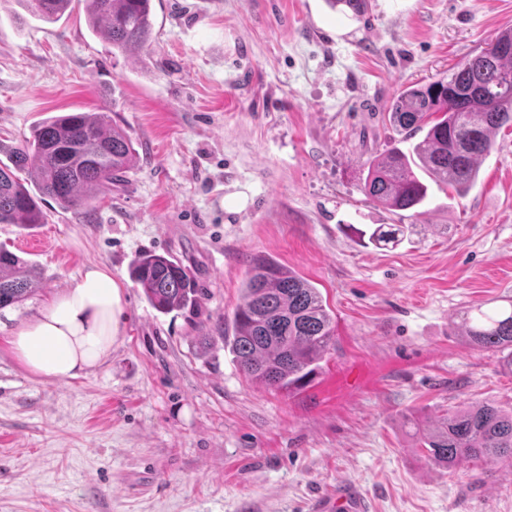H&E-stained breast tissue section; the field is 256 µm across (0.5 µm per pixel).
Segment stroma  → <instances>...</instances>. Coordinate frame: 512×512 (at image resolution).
<instances>
[{
    "label": "stroma",
    "instance_id": "obj_1",
    "mask_svg": "<svg viewBox=\"0 0 512 512\" xmlns=\"http://www.w3.org/2000/svg\"><path fill=\"white\" fill-rule=\"evenodd\" d=\"M153 0L154 37L113 52L82 6L60 20L0 0V142L65 112H107L139 162L91 218L45 203L0 224L31 263L30 297L0 311V512H310L354 484L371 512H512V466L425 458L411 421L472 403L512 408V372L463 315L512 305V128L465 194L431 186L421 214L361 187L397 147L387 108L512 27V0ZM400 224L393 247L362 230ZM178 261L195 308L157 312L142 253ZM322 294L336 348L286 394L249 380L224 341L249 260ZM124 292L123 334L96 371L39 380L7 339L89 266Z\"/></svg>",
    "mask_w": 512,
    "mask_h": 512
}]
</instances>
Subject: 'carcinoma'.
<instances>
[{"mask_svg": "<svg viewBox=\"0 0 512 512\" xmlns=\"http://www.w3.org/2000/svg\"><path fill=\"white\" fill-rule=\"evenodd\" d=\"M43 20L59 18L74 0H21ZM89 27L112 44V52L135 55L150 42L154 29L152 0H83ZM334 9L366 14L370 0H326ZM389 122L401 142L424 133L405 150L395 147L371 162L363 192L397 212L420 208L428 197L422 171L457 193L478 180L480 163L493 147L495 132L512 127V52L486 47L455 64L446 80L407 86L389 108ZM131 138L107 112L52 116L32 127L30 136L0 159V224L30 229L44 223L40 203L50 198L80 210L112 191L119 176L132 169ZM32 171L38 194L24 186L18 171ZM398 224H380L360 236L382 247L398 242ZM35 268L0 246V310L33 292ZM131 277L149 304L169 314L198 302L185 269L160 254H142ZM474 347L508 352L512 365V311L481 312L465 317ZM229 346L241 372L278 391L305 385L335 343V322L317 288L278 262L254 256L242 288V302L232 318ZM421 451L437 466L451 468L461 459L512 461V413L475 404L440 417L422 429Z\"/></svg>", "mask_w": 512, "mask_h": 512, "instance_id": "cac0c4a2", "label": "carcinoma"}]
</instances>
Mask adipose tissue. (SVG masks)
I'll return each instance as SVG.
<instances>
[{
	"instance_id": "ef3b65f1",
	"label": "adipose tissue",
	"mask_w": 512,
	"mask_h": 512,
	"mask_svg": "<svg viewBox=\"0 0 512 512\" xmlns=\"http://www.w3.org/2000/svg\"><path fill=\"white\" fill-rule=\"evenodd\" d=\"M122 290L103 265L87 268L74 288L12 332L13 358L38 379L67 380L106 363L122 335Z\"/></svg>"
}]
</instances>
